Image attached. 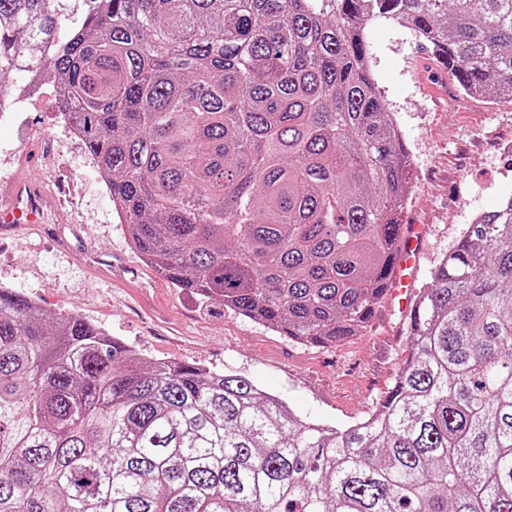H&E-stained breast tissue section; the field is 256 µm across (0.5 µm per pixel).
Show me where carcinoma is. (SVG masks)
<instances>
[{"label":"carcinoma","instance_id":"1","mask_svg":"<svg viewBox=\"0 0 512 512\" xmlns=\"http://www.w3.org/2000/svg\"><path fill=\"white\" fill-rule=\"evenodd\" d=\"M377 19L512 100V0H0V79L52 60L174 287L325 347L384 300L408 201ZM409 336L376 413L339 429L0 288V512H512V197L441 258Z\"/></svg>","mask_w":512,"mask_h":512}]
</instances>
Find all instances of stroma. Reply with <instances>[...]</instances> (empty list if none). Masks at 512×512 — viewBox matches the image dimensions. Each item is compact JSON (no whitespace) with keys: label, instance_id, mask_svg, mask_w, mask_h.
<instances>
[{"label":"stroma","instance_id":"obj_1","mask_svg":"<svg viewBox=\"0 0 512 512\" xmlns=\"http://www.w3.org/2000/svg\"><path fill=\"white\" fill-rule=\"evenodd\" d=\"M379 90L407 145L405 220L427 225L418 284L428 283L475 212L512 197V102L459 92L415 34L384 21L368 32ZM53 88L0 122V176L38 154L44 221L0 232V287L75 312L147 359L243 374L299 416L339 427L368 419L392 387L410 338L381 306L367 331L328 347L303 346L173 287L131 247L95 162L57 119ZM112 263L111 279L97 267Z\"/></svg>","mask_w":512,"mask_h":512}]
</instances>
